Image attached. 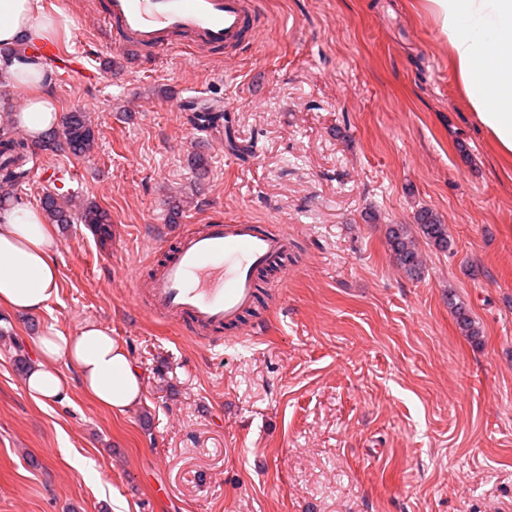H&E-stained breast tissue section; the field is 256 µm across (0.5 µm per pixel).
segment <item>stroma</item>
Segmentation results:
<instances>
[{"label":"stroma","mask_w":512,"mask_h":512,"mask_svg":"<svg viewBox=\"0 0 512 512\" xmlns=\"http://www.w3.org/2000/svg\"><path fill=\"white\" fill-rule=\"evenodd\" d=\"M257 2L266 24L228 62L141 61L86 0H41L97 74L47 91L60 113H88L98 146L39 159L70 170L73 204L110 211L112 239L55 227L57 300L0 309V512H512V159L419 0ZM185 99L219 102L223 127H191ZM423 208L452 247L421 245L412 278L386 228ZM218 211L292 244L249 337L222 329L211 350L132 288L163 261L162 237ZM87 321L144 374L125 413L75 386L45 407L25 389L17 355Z\"/></svg>","instance_id":"obj_1"}]
</instances>
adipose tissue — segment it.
Here are the masks:
<instances>
[{
    "label": "adipose tissue",
    "mask_w": 512,
    "mask_h": 512,
    "mask_svg": "<svg viewBox=\"0 0 512 512\" xmlns=\"http://www.w3.org/2000/svg\"><path fill=\"white\" fill-rule=\"evenodd\" d=\"M479 124L499 153L512 157V0H421ZM64 17L44 12L41 0H0V47L53 37ZM42 65L21 55L0 56V85L31 89L12 109L15 124L33 138L55 128L60 113L44 91ZM53 230L42 211L17 205L0 211V308L37 313L58 294ZM26 390L40 402L65 396L71 384L99 407L121 414L142 398L143 379L110 329L84 322L71 335L48 329L36 343Z\"/></svg>",
    "instance_id": "adipose-tissue-1"
}]
</instances>
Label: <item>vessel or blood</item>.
Segmentation results:
<instances>
[{
    "instance_id": "1",
    "label": "vessel or blood",
    "mask_w": 512,
    "mask_h": 512,
    "mask_svg": "<svg viewBox=\"0 0 512 512\" xmlns=\"http://www.w3.org/2000/svg\"><path fill=\"white\" fill-rule=\"evenodd\" d=\"M98 10L117 47L149 52L184 46L228 59L253 44L262 21L256 0H100ZM31 51L53 63L62 82H71L80 68L61 43L36 44ZM176 239L146 285L148 311L188 326L209 346L221 345L219 330L239 324L255 302L257 271L285 254L290 242L220 215L179 228Z\"/></svg>"
}]
</instances>
